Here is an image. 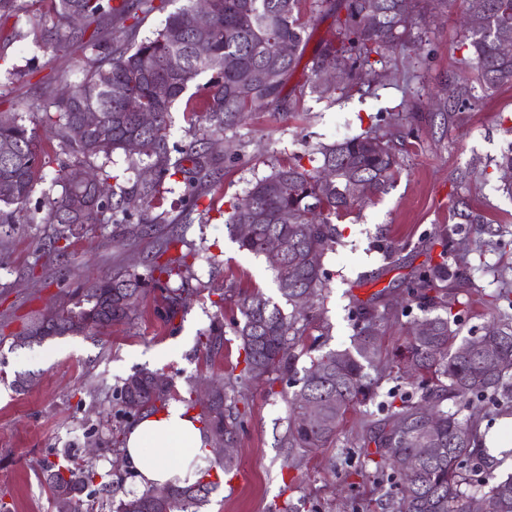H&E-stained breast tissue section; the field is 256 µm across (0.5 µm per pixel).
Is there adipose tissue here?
<instances>
[{
    "mask_svg": "<svg viewBox=\"0 0 512 512\" xmlns=\"http://www.w3.org/2000/svg\"><path fill=\"white\" fill-rule=\"evenodd\" d=\"M206 454L203 433L183 405L170 404L159 413L143 414L130 428L124 460L139 486L192 483L197 479L180 450Z\"/></svg>",
    "mask_w": 512,
    "mask_h": 512,
    "instance_id": "obj_1",
    "label": "adipose tissue"
}]
</instances>
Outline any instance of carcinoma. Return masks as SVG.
I'll use <instances>...</instances> for the list:
<instances>
[{
  "instance_id": "obj_1",
  "label": "carcinoma",
  "mask_w": 512,
  "mask_h": 512,
  "mask_svg": "<svg viewBox=\"0 0 512 512\" xmlns=\"http://www.w3.org/2000/svg\"><path fill=\"white\" fill-rule=\"evenodd\" d=\"M421 0H316L317 6L335 18L336 39L327 41L310 67L311 91L327 95L318 71L321 56L331 55L349 72L354 83L360 71L372 66L371 55L404 45V36L413 18L425 20L418 9ZM471 20L462 44L467 48L464 61L474 67L486 89L512 85V55L500 50L504 40L512 41V0H471ZM302 0H211L209 54L194 48L193 6L169 13L164 25L152 35L139 38L141 24L149 14L164 9V0H51V26L45 29L56 51L79 48L85 58L82 78L64 84L55 94L46 122L55 136L74 152L85 157H110L123 151L133 163L147 162L149 179L137 178L129 186L109 185L118 180L103 170L94 172L95 184L81 185L71 173L59 175L61 191L47 200L46 220L69 229L75 224H95L105 210L131 215L130 205L153 206L166 180L181 176L185 210L192 211L210 183L217 163L210 146L203 140L183 146L170 145L168 128L171 107L202 74L212 73L201 113L214 133L241 124L258 107L286 108L283 96L288 78L300 65L307 38L301 21ZM27 10V0H0V20L8 21ZM79 12L82 26L73 29L69 17ZM293 45L286 58L277 54L279 43ZM278 70L269 84L254 83L250 74L263 67ZM112 73V81L101 80L102 72ZM168 87L165 98L154 93V86ZM94 109L101 115L93 127L81 124L82 110ZM141 112H152L148 127L138 123ZM318 165L309 169L301 163H288L273 169L251 184L233 205L227 228L239 248L265 257L273 271L282 299L292 311L283 308L259 290L245 292L237 301L240 319L235 333L243 351L244 367L229 373L213 385L207 401L193 400L200 407L206 441L216 436L232 445L243 426L240 405L248 404L247 392L273 375L296 373L297 324L309 317L296 299L306 295L314 301L325 286L322 267L324 251L333 242V219L354 205L379 193L399 172V149L384 136L369 129L331 145L316 149ZM41 157L35 149L34 134L16 119L0 118V223L14 224L23 216L38 175ZM334 169L335 177L326 184L322 169ZM292 213L293 220L281 224L277 215ZM284 241V250L271 256L267 241ZM183 238L173 233L159 246V256L150 270L154 285L165 290L164 319H174L195 293L190 287L188 254L178 250ZM441 261L415 271L407 294L424 300L443 312L416 323L405 345L394 353L398 368H412L419 396L400 397L384 408L390 415L381 420L363 444V453L375 466L378 483L393 482L399 463L414 468L397 492L386 493L390 512H471L472 501L482 502L484 512H512V475L498 479L486 476L480 496L472 494L467 468L481 470L483 453L475 446V420L462 409L487 397L512 402V283L504 281L495 296L490 320L480 336L483 350H470V341L458 340V317L448 311L443 297L430 295L436 284L457 280L464 265L448 264V249ZM180 280L176 288L171 280ZM146 280L134 274L103 277L90 286L73 290L71 305L58 310L49 326L37 319L30 328L41 336L79 335L97 325H112L129 319L146 293ZM383 314L362 307L351 336V346L328 350L311 359V365L298 379L300 388L289 401L288 427L283 447L303 451L322 448L331 442L343 424L350 407L367 405L379 397V379L373 377L378 352L379 325ZM224 340V324L217 322L206 336V349H218ZM143 383L137 397L129 392V379L119 387L120 403L138 401V410H158L171 395L173 384H153L152 373L142 372ZM314 400L321 417L306 421L300 417L302 403ZM230 474L237 470L234 457H218L200 469V478L184 486L149 487L139 494L111 499L108 512H119L121 505H141L154 498L167 503L155 512H201L214 490L207 480L211 471ZM50 495L68 486L82 492L99 473L81 465L69 451L53 454L39 463Z\"/></svg>"
}]
</instances>
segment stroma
Returning a JSON list of instances; mask_svg holds the SVG:
<instances>
[{
  "label": "stroma",
  "instance_id": "stroma-1",
  "mask_svg": "<svg viewBox=\"0 0 512 512\" xmlns=\"http://www.w3.org/2000/svg\"><path fill=\"white\" fill-rule=\"evenodd\" d=\"M466 0H432L427 26H412L406 48L372 55L368 82L318 98L309 90L310 72L299 67L284 89L286 112L262 109L224 131L215 149L217 171L200 211L183 223L180 186L163 191L159 208L141 217L164 214L165 223L148 234L118 244L111 211L99 223L72 237L66 261L50 256L60 230L47 223L43 202L59 191V170L103 168L120 183L135 172L123 152L85 158L73 153L45 126L61 80L82 76L81 53L53 51L40 29L23 41L11 40V23L0 24V115L14 117L35 134L42 169L28 213L14 224H0V498L11 512H56L38 468L40 460L65 448L96 442L99 472L118 479L123 493L139 487L121 462L129 418L117 416L120 381L140 370L162 373L173 383L172 398L186 402L206 380L230 373L240 360L234 333L240 291L261 289L276 296L274 275L263 258L239 249L225 221L232 204L251 183L274 166L307 157L318 144H331L374 129L400 144L402 170L372 201L336 218V241L323 257L326 289L304 323L296 346L297 371L320 352L349 346L359 307L385 301L377 371L382 391L410 392L391 362L414 320L427 311L408 297L414 271L455 250L468 265L466 279L443 283L457 304L460 334L480 336L489 319L488 304L512 280V197L500 189V155L512 147V86L485 91L473 69L462 68L461 18ZM469 86L475 104L454 114L443 101ZM475 210L483 224H466L460 212ZM178 230L195 254L190 285L196 290L172 321L161 312L162 291L149 287L130 320L85 335L49 337L22 346L12 338L32 319L67 301L79 285L101 275L147 276L163 238ZM224 322V343L207 352L205 336L215 320ZM172 346L170 356L150 354ZM25 378L14 389L17 378ZM295 384L252 388L244 427L232 450L238 469L212 474L216 487L203 512H384L385 492L365 464L361 444L386 415L378 404L352 409L336 440L312 452L283 448Z\"/></svg>",
  "mask_w": 512,
  "mask_h": 512
}]
</instances>
